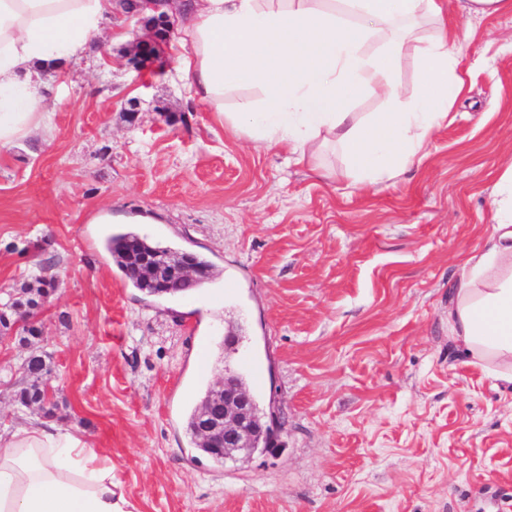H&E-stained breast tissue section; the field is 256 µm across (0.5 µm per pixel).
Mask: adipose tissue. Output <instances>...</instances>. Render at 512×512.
Here are the masks:
<instances>
[{"mask_svg": "<svg viewBox=\"0 0 512 512\" xmlns=\"http://www.w3.org/2000/svg\"><path fill=\"white\" fill-rule=\"evenodd\" d=\"M185 53L172 68L188 99L226 126L296 162L316 164L339 144L351 176L378 185L420 161L460 92L459 34L422 46L423 94L402 102L393 74L423 20L443 0H191L173 4ZM112 0H0V147L38 117L42 74L88 55ZM390 38L367 44L381 30ZM256 88L260 101L227 109L225 95ZM378 95L389 111L362 119L351 99ZM495 201L489 246L462 261L448 308L455 342L494 378L512 383V163ZM0 512H136L111 462L69 428L36 420L0 432Z\"/></svg>", "mask_w": 512, "mask_h": 512, "instance_id": "adipose-tissue-1", "label": "adipose tissue"}]
</instances>
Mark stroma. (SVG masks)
I'll list each match as a JSON object with an SVG mask.
<instances>
[{
	"mask_svg": "<svg viewBox=\"0 0 512 512\" xmlns=\"http://www.w3.org/2000/svg\"><path fill=\"white\" fill-rule=\"evenodd\" d=\"M444 25L469 34L464 90L381 186L354 183L341 149L322 175L224 126L170 74L119 66L127 44L46 74L43 114L0 148V305L39 271L60 286L38 337L0 341V431L42 415L15 398L35 347L54 422L111 460L137 512H512V384L448 327L512 158V0L476 18L456 2ZM106 211L207 256L210 282L129 286ZM228 370L282 419L272 450L217 464L182 414Z\"/></svg>",
	"mask_w": 512,
	"mask_h": 512,
	"instance_id": "stroma-1",
	"label": "stroma"
}]
</instances>
